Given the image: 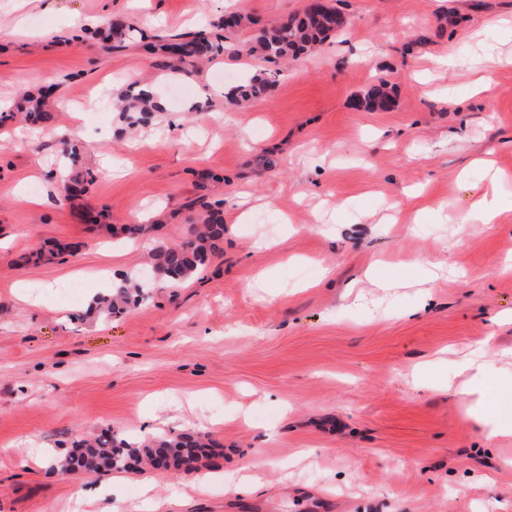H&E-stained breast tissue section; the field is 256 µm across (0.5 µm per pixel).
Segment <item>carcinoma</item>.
<instances>
[{"mask_svg": "<svg viewBox=\"0 0 512 512\" xmlns=\"http://www.w3.org/2000/svg\"><path fill=\"white\" fill-rule=\"evenodd\" d=\"M346 26V18L333 6H326L325 15L318 19L314 11H306L301 15H290L282 18L271 27H262L252 40L251 51L275 63L290 55L313 47L330 33ZM162 49L166 50L167 61L164 67L176 73L187 72V67L206 55H213L224 50V46L212 41L204 32L177 42H170ZM274 75L267 77L253 76L241 84L229 86L224 95L231 101L257 98L266 95L274 87ZM366 102L374 110H387L392 105L388 82L380 80L373 84L367 92ZM160 109L154 101L153 92L133 82L129 85L123 100L122 111L128 113L131 124H145L152 114ZM201 207L197 223L188 227V235L179 244L155 249L153 275L156 279L169 281H187L196 274L198 268L206 263L208 256L220 248L224 239V214L220 209L212 208L208 203L188 204L193 209ZM144 299V289L123 280L112 289V295L96 299V308L107 315L123 311L135 306ZM206 447L198 436L182 434L176 437H158L150 441L128 442L115 437L112 433H102L92 441H83L75 445V449L63 458L55 461L56 467L63 474L95 472L102 468L117 470L126 457L144 452L151 457L157 448H182L184 455L177 456L172 467L178 469L195 459L197 449Z\"/></svg>", "mask_w": 512, "mask_h": 512, "instance_id": "cac0c4a2", "label": "carcinoma"}]
</instances>
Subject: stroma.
<instances>
[{
  "label": "stroma",
  "instance_id": "1",
  "mask_svg": "<svg viewBox=\"0 0 512 512\" xmlns=\"http://www.w3.org/2000/svg\"><path fill=\"white\" fill-rule=\"evenodd\" d=\"M308 3L0 0V97L53 114L0 127V512H136L147 484L161 512H512V437L485 439L475 395L445 384L472 360L512 371V209L457 225L512 200V0H329L349 23L318 48L247 54ZM229 13L255 24L189 74L147 49ZM115 16L136 31L109 50L95 31ZM272 70L266 96L224 98ZM133 81L161 105L135 126ZM59 170L86 192L61 199ZM200 196L226 214L222 250L121 314L88 309L101 271L184 239ZM147 212L153 229L123 232ZM55 242L73 253L23 264ZM104 429L209 448L188 469L75 476L41 456ZM366 102L372 110H387L392 105V98L388 88V82L379 80L374 83L367 92Z\"/></svg>",
  "mask_w": 512,
  "mask_h": 512
}]
</instances>
